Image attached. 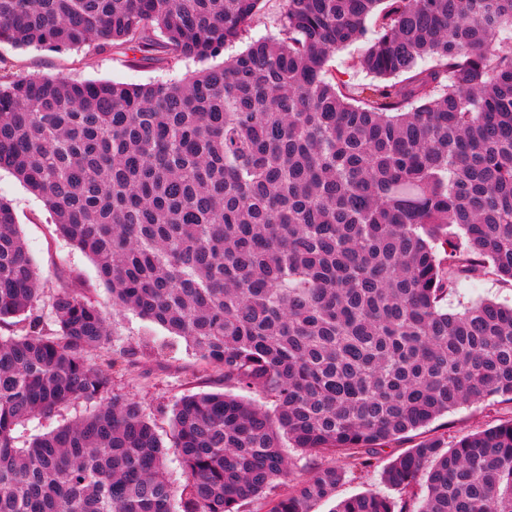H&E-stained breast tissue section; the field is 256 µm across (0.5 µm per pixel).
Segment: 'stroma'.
Returning <instances> with one entry per match:
<instances>
[{"instance_id": "obj_1", "label": "stroma", "mask_w": 512, "mask_h": 512, "mask_svg": "<svg viewBox=\"0 0 512 512\" xmlns=\"http://www.w3.org/2000/svg\"><path fill=\"white\" fill-rule=\"evenodd\" d=\"M0 64L14 72L52 77L59 74L77 80L111 81L129 85H145L159 80L182 78L197 70L192 60L178 62L172 69L158 67L149 61L131 63L120 53L94 54L87 51H52L36 46L0 45ZM0 196L14 208L19 230L38 272L40 301L36 308L44 330L54 327L50 298L60 289L84 292L109 321L111 350H129L133 356L126 369L113 373V392L139 402L146 416L167 444L166 473L173 486H180L184 473L177 449L172 448V409L180 397L208 390L234 393L233 385L204 372L193 350L184 340L168 336L159 326L127 313L112 312V295L100 281L92 260L70 245L56 231L53 217L43 202L30 193L11 172L0 169ZM480 299L501 303L512 302V287L498 283L477 272L463 282L451 304ZM512 418V404L501 399L467 403L433 422L430 434L453 442L464 435ZM412 439L393 441L379 449L372 467L347 474L333 499L316 504L315 512H332L338 500L371 491L386 493L381 471L392 459L406 452Z\"/></svg>"}]
</instances>
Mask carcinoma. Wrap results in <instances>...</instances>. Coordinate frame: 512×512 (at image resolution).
<instances>
[{"instance_id": "cac0c4a2", "label": "carcinoma", "mask_w": 512, "mask_h": 512, "mask_svg": "<svg viewBox=\"0 0 512 512\" xmlns=\"http://www.w3.org/2000/svg\"><path fill=\"white\" fill-rule=\"evenodd\" d=\"M0 0V44L201 68L130 86L0 68V168L94 262L116 313L194 349L224 383L172 414L181 493L140 405L109 395L106 317L69 288L35 314L37 269L0 198V512H244L284 443L351 469L465 403H512V305L448 309L476 271L512 287V0ZM366 46L371 80L336 50ZM238 42L246 48L214 64ZM430 59L426 68L418 60ZM86 415L16 446L25 421ZM346 470L288 486L313 512ZM333 512H512V418L422 437ZM283 10L282 0H268L261 4V12L252 24L250 35L253 39H260L275 32L272 20ZM362 46L363 44L359 42L337 51L329 62L333 74H336L337 77L343 80H349L350 82L364 81L367 76L361 71L357 64V57L360 54Z\"/></svg>"}]
</instances>
